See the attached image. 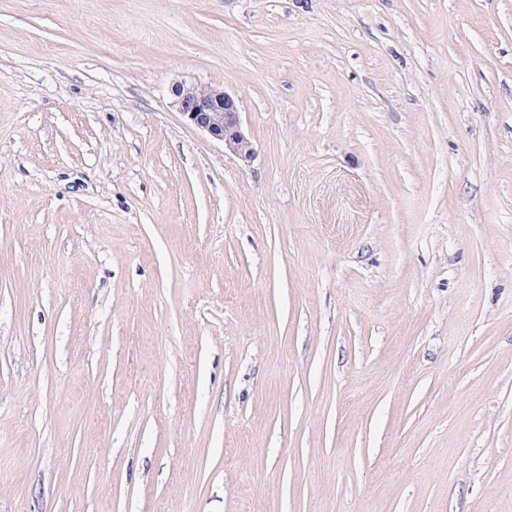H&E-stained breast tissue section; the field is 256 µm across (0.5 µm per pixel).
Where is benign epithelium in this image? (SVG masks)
<instances>
[{
	"instance_id": "obj_1",
	"label": "benign epithelium",
	"mask_w": 512,
	"mask_h": 512,
	"mask_svg": "<svg viewBox=\"0 0 512 512\" xmlns=\"http://www.w3.org/2000/svg\"><path fill=\"white\" fill-rule=\"evenodd\" d=\"M172 92L176 108L191 124L222 141L241 161L253 159V143L242 128L238 104L224 89L181 81Z\"/></svg>"
}]
</instances>
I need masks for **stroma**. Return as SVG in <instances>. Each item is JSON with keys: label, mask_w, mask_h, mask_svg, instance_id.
<instances>
[{"label": "stroma", "mask_w": 512, "mask_h": 512, "mask_svg": "<svg viewBox=\"0 0 512 512\" xmlns=\"http://www.w3.org/2000/svg\"><path fill=\"white\" fill-rule=\"evenodd\" d=\"M0 512H512V0H0ZM172 92L176 108L191 124L222 141L241 161L253 159V143L242 128L238 104L224 88L181 81Z\"/></svg>", "instance_id": "obj_1"}]
</instances>
